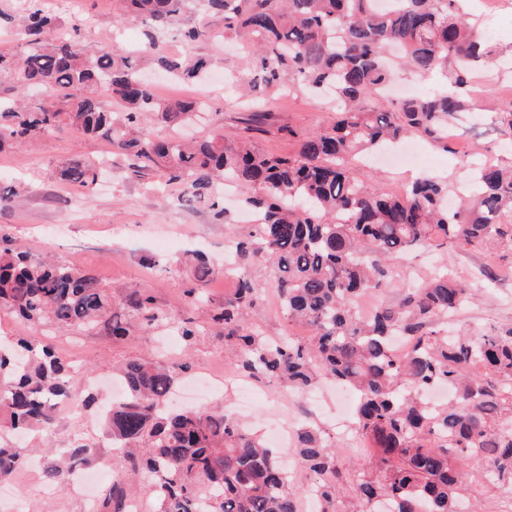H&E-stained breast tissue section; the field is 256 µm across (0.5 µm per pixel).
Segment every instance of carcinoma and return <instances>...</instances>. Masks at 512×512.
I'll return each mask as SVG.
<instances>
[{
    "instance_id": "obj_1",
    "label": "carcinoma",
    "mask_w": 512,
    "mask_h": 512,
    "mask_svg": "<svg viewBox=\"0 0 512 512\" xmlns=\"http://www.w3.org/2000/svg\"><path fill=\"white\" fill-rule=\"evenodd\" d=\"M117 18H142L148 26L137 52L109 53L79 47L56 32L41 0H28L20 32L23 51L0 50V149L51 137L65 127L99 136L134 160L133 172L157 169L183 185L181 202L226 217L217 186L250 189L245 204L259 217L246 239L228 238L231 265L242 273L224 303L203 325L180 320L159 306L150 289H129L112 302V289L80 267L31 254L0 235V307L37 328L12 342L0 341V479H8L32 449L18 442L52 428L54 405L88 407L92 396L77 388L80 372L38 331L43 325L72 336L115 339L130 335V321L170 326L189 341L207 326L224 332L235 347L232 367L254 379L275 378L292 395L331 379L355 394V435L363 443L356 461L339 462L336 446L315 424L296 432L294 451L312 478L323 512H474L466 468L487 466L493 482L512 487V327L473 336L448 333L443 324L469 306L471 288L447 265L401 290L398 304L359 313V299L390 279L389 261L429 244L447 251L495 247L512 257V168L468 160L472 179L458 207L445 205L448 183L421 176L399 195L382 193L358 174L352 159L376 155L411 136L451 148L448 127L468 111L460 94L476 65L496 47L478 40L464 0H115ZM188 13L224 20V38L245 37L253 85L317 91L331 88L337 115L332 124L301 137L297 153L279 156L246 144L227 145L226 135L186 142L178 134L202 107L194 101H160L140 76L144 59L186 81L199 78L210 59L179 61L160 48L159 37ZM185 41L214 42L212 30L194 23ZM426 75L448 71L456 90L393 99L396 77L389 59ZM32 88L41 98L26 102ZM111 91L115 106L100 105ZM158 121L172 130L154 134ZM108 161L71 159L60 180L96 185ZM270 262L272 283L288 319L309 328L308 340H273L242 320L260 285L243 272L252 260ZM214 275L199 255L184 294L204 297ZM407 352L396 357L393 340ZM187 362L164 366L126 363L120 377L126 396L112 403L106 426L122 449L126 469L150 477L158 512H299L301 489L292 486L279 452L249 432L225 409H173L167 405ZM446 386L448 402L428 399ZM81 438L45 469L51 484H65L87 460ZM128 478L112 482L106 506L127 512ZM387 504L383 511L380 505Z\"/></svg>"
}]
</instances>
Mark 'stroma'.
<instances>
[{"label":"stroma","instance_id":"1","mask_svg":"<svg viewBox=\"0 0 512 512\" xmlns=\"http://www.w3.org/2000/svg\"><path fill=\"white\" fill-rule=\"evenodd\" d=\"M52 11L61 31L86 46L129 51L144 39L141 23L116 24L112 0H54ZM163 47L176 57H213V72L232 75L235 83L251 78L238 42L225 43L218 53L208 43H183L179 28L174 25L168 29ZM502 67L498 61L475 72L471 96L477 106L498 112L512 104L499 96L500 85L508 81ZM145 76L162 99L202 93L209 117L204 124L190 129V136L195 138L222 131L231 142L246 141L260 151L286 155L295 153L298 146L297 139L289 137V130H317L334 117L332 100L306 92L260 93L248 105L239 103L232 85L220 88L207 81L186 84L167 78L164 71L157 69L146 70ZM106 156L111 157L112 163L93 189L64 186L55 178L58 165L66 160L96 161ZM0 193L11 197L8 206L0 207L1 234L9 235L34 254H50L89 271L113 290L148 285L156 302L182 319H205L207 309L222 304L235 286L234 281L216 277L209 284L202 305H192L184 295L189 269L183 266V259L189 258L192 249L200 248L215 263H222L228 233L244 237L253 229L243 220L234 200L226 202L233 222L224 224L205 208L179 203L177 188L165 186L158 172L132 175L125 157L114 153L109 143L71 129L1 151ZM52 224L64 225V233L48 237L46 229ZM149 255L160 263L169 261V268L147 265L145 258ZM442 258L476 294L474 304L458 316V324L476 336L512 326V262L486 250L457 249L443 256L423 247L397 258L390 263L392 279L376 291L371 305L397 304L400 279H419ZM490 270L497 271L496 281L487 279ZM247 271L265 287L256 305L245 315L244 326L261 329L272 338L308 337V328L289 323L280 308L277 292L268 283L266 262H252ZM46 336L55 348L79 359L85 370L83 385L96 394L97 403L80 415L58 414L50 435L34 434L28 441L36 447L48 443L64 448L74 438H83L95 448V467L108 473L117 470L119 459L111 453V443L105 436L101 410L107 403V393L98 388V380L111 377L113 368L132 360L170 365L187 358L193 375L199 376L223 374L230 359L229 346L213 328L188 343L166 331L145 327L135 329L124 340L70 336L53 329L47 330ZM254 387L257 397L247 404L241 402L232 384L210 392L201 404L243 411L247 427L259 433L266 432L275 411L287 412L288 426L299 425L301 397H287L272 379L255 382ZM16 496L24 503L23 512H93L92 506L70 487L48 484L41 467L31 463L14 474L8 489L0 491V512H11Z\"/></svg>","mask_w":512,"mask_h":512}]
</instances>
